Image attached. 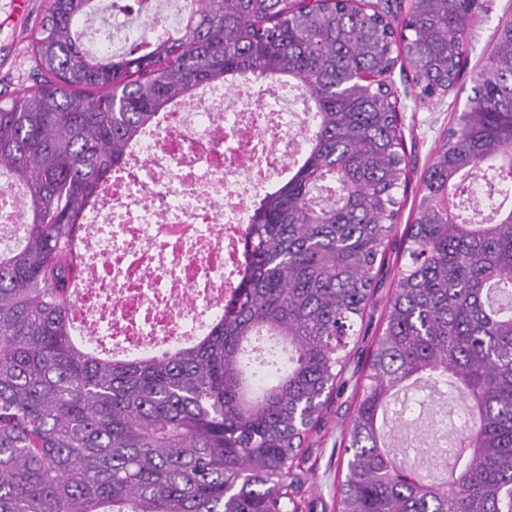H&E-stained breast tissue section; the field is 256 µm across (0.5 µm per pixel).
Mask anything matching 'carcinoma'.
I'll use <instances>...</instances> for the list:
<instances>
[{
	"label": "carcinoma",
	"instance_id": "cac0c4a2",
	"mask_svg": "<svg viewBox=\"0 0 512 512\" xmlns=\"http://www.w3.org/2000/svg\"><path fill=\"white\" fill-rule=\"evenodd\" d=\"M479 0H191L182 26L123 53L86 47L105 0H46L31 92L0 100V176L29 192L0 246V512H298L294 463L344 369L406 182L401 65L444 95ZM303 82L306 150L254 210L243 275L206 335L102 355L70 310L80 217L159 112L204 86ZM484 182L485 209L473 183ZM512 18L422 176L409 262L349 430L339 512H512ZM449 384L473 428L440 481L406 473L378 418L410 381Z\"/></svg>",
	"mask_w": 512,
	"mask_h": 512
}]
</instances>
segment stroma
I'll list each match as a JSON object with an SVG mask.
<instances>
[{
    "label": "stroma",
    "instance_id": "35a3bbf8",
    "mask_svg": "<svg viewBox=\"0 0 512 512\" xmlns=\"http://www.w3.org/2000/svg\"><path fill=\"white\" fill-rule=\"evenodd\" d=\"M477 23L469 27L465 39L470 50L464 62L460 83L462 92L420 100L415 93L401 94L400 116L409 181L399 192V226L413 223L419 198L420 178L436 149L453 123L454 113L463 109L473 75L481 67L485 51L499 20L512 13V0H481ZM44 8V0H0V91L17 93L37 84L31 58V41ZM402 238L391 241L387 260L378 278L374 296L362 322L347 339L348 364L342 375L343 388L324 408L316 428L310 432L298 460L299 478L296 500L299 512H337L336 487L345 475L348 459L344 451L347 431L358 403V386L363 382L364 366L377 336L386 304L395 287L400 268L407 263ZM427 393L413 392L407 398L406 420L418 421L420 432L429 436L434 447H447L455 434V422L463 411L461 402L448 400L440 410L441 421L432 424Z\"/></svg>",
    "mask_w": 512,
    "mask_h": 512
}]
</instances>
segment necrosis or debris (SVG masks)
Returning <instances> with one entry per match:
<instances>
[{
	"instance_id": "obj_1",
	"label": "necrosis or debris",
	"mask_w": 512,
	"mask_h": 512,
	"mask_svg": "<svg viewBox=\"0 0 512 512\" xmlns=\"http://www.w3.org/2000/svg\"><path fill=\"white\" fill-rule=\"evenodd\" d=\"M305 94L297 81L247 79L159 114L84 213L77 335L120 355L205 335L242 276L255 204L301 159Z\"/></svg>"
}]
</instances>
